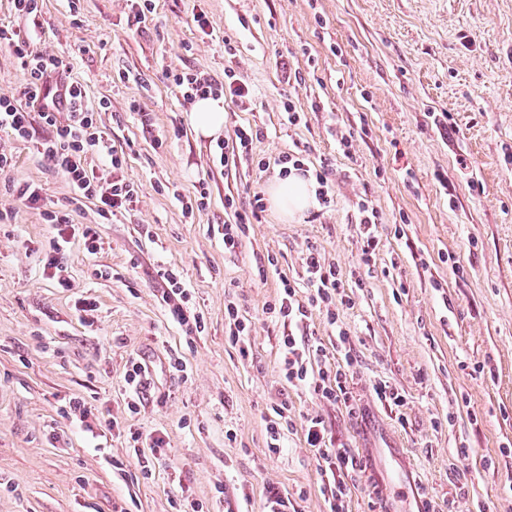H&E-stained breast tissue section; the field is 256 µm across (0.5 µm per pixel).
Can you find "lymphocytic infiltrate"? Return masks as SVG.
<instances>
[{
  "label": "lymphocytic infiltrate",
  "instance_id": "1",
  "mask_svg": "<svg viewBox=\"0 0 512 512\" xmlns=\"http://www.w3.org/2000/svg\"><path fill=\"white\" fill-rule=\"evenodd\" d=\"M13 5L19 15L29 20L30 25L23 31L0 26V48L12 51L25 70L27 80L24 96L28 103L38 105L47 80L59 79L66 83L69 105L67 114L45 109L39 112L47 131L46 137L40 142V155L47 158L53 168L63 176L73 202L78 203L85 199L94 201L99 215L104 218L132 211L139 201V188L124 177L125 159L115 147L109 146L105 132L98 126L88 88L70 81V63L65 57L35 54L29 50L31 42L38 35L41 13L39 0H13ZM166 78L179 89L184 100L189 102L220 90L241 107H248L252 102V89L239 83L233 68L229 66L224 69V84L220 87L189 71L170 70L167 71ZM260 136V129L252 126L237 128L233 137L219 143L216 161L225 168L252 161L253 143ZM94 154L103 158L102 169L96 170L88 165V157ZM277 164L281 175L285 176L290 171L297 170L312 179L316 184L315 195L319 204L325 208L330 207L333 201V185L327 165L308 166L298 149L279 155ZM16 192L32 208L42 209L45 221L53 228L50 250L42 259L44 274L59 287H69L70 279L65 275L64 255L75 239L82 240L88 254H96L101 244L95 227L90 224L74 227L67 216L43 209L40 193L29 184H17ZM266 210L267 205L261 194H253L244 206L234 196H227L224 200L225 251L235 252L248 235L251 224L261 221ZM302 263L307 274V282L303 285L308 288V296L303 301L298 298V290L303 285L279 271L277 258H268L266 265L259 267V276H267L272 271L277 273L279 279L280 293L277 300L268 305V313L299 326L305 324L312 310L317 309L325 312L329 323H336L337 307L352 303L345 292L339 270L311 245L307 246ZM159 275L165 283L158 297L159 304L167 309L172 319L186 333H202L205 329L204 318L194 309L192 296L185 288L180 273L165 267L160 269ZM279 350L285 378L289 383L309 386L320 399L334 404L343 403L350 412L360 411L361 406L348 387V368L340 367L333 372L325 370L319 379H311L307 358L311 355H323V345L313 346L308 339L288 335L280 339ZM305 442L324 463L323 495L329 512H345L344 499L348 485L354 475L362 471L361 462L351 449L334 445L321 418L308 419Z\"/></svg>",
  "mask_w": 512,
  "mask_h": 512
}]
</instances>
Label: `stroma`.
I'll use <instances>...</instances> for the list:
<instances>
[{
    "mask_svg": "<svg viewBox=\"0 0 512 512\" xmlns=\"http://www.w3.org/2000/svg\"><path fill=\"white\" fill-rule=\"evenodd\" d=\"M145 21L128 0H43L33 49L65 54L73 80L104 101L96 120L123 150L138 185L133 211L105 219L74 207L65 180L33 140L0 132L14 167L0 176V512H259L267 486L296 512H326L320 459L305 421L324 420L364 471L346 512H512V0H155ZM203 10L208 33L192 13ZM236 48L224 58L225 42ZM254 88L249 109L224 104V135L262 131L255 165L223 169L215 141L196 138L191 107L165 78L194 71L216 83L225 65ZM150 113L143 128L130 102ZM302 115L291 126L284 103ZM447 115V124L437 123ZM356 132L351 155L339 145ZM332 171L334 203L291 221L267 210L240 253L224 251L225 195L265 190L292 146ZM205 179V211L187 217L169 192ZM38 188L49 209L96 225L102 248L66 257L70 288L42 273L51 228L10 190ZM379 215V251L361 264L357 205ZM315 246L337 264L353 307L339 308L349 355L336 351L325 313L312 311L310 341L324 367L351 359L349 387L363 415L288 384L278 349L287 335L265 309L279 293L260 280V258L304 276ZM178 269L205 320L184 335L156 299L160 268ZM95 300L93 322L75 311ZM252 324L250 355L224 335V302ZM144 360L147 383L130 412L125 373ZM388 382L406 421L374 400ZM80 398L98 411L86 431L68 415ZM287 403L292 424L279 452L266 418ZM118 421L109 430L110 421ZM163 435L143 476L130 429ZM470 453L461 459L458 447Z\"/></svg>",
    "mask_w": 512,
    "mask_h": 512,
    "instance_id": "obj_1",
    "label": "stroma"
}]
</instances>
